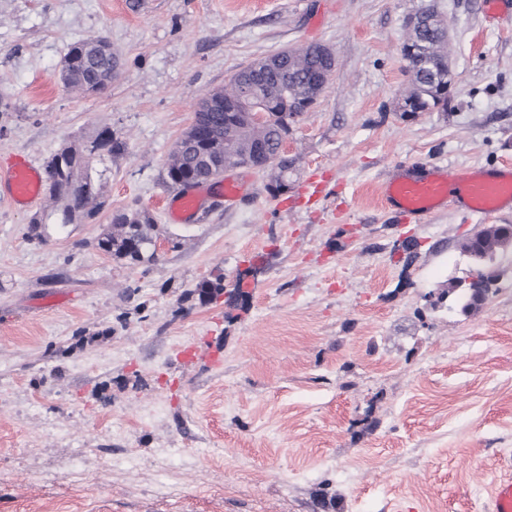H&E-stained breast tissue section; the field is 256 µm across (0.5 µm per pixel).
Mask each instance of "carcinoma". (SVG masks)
Returning a JSON list of instances; mask_svg holds the SVG:
<instances>
[{
	"label": "carcinoma",
	"instance_id": "carcinoma-1",
	"mask_svg": "<svg viewBox=\"0 0 512 512\" xmlns=\"http://www.w3.org/2000/svg\"><path fill=\"white\" fill-rule=\"evenodd\" d=\"M442 44L438 34L434 33L430 36V53L427 57L405 56L407 69L415 84L408 100L415 102L416 109L427 111L435 107L448 108V94L427 85L419 77V72L425 70L426 64L435 65L444 59ZM63 61L75 86L90 96L102 92L109 85L112 73L118 66L115 60L97 57L85 41L72 44ZM317 67L315 56L306 53L301 47L293 50L291 74L288 77H283L277 71H269L259 78L260 90L269 103L267 123L239 130L228 121L224 123L212 118L208 120L211 140L218 145L226 140L232 142L233 152L225 157L223 153L195 142L187 131L180 138L181 166L190 172H200L226 159L233 160L235 165L261 162L265 156L256 153V145L263 142L267 144L268 152L275 151L281 136L289 132L291 116L304 107L305 84ZM99 148L105 150L107 156L114 157L125 150V144L109 133L82 149L64 146L46 162L45 183L48 195L54 200L65 201L59 222L61 227L80 224L84 218L94 216L101 209L96 188V179L101 177L97 165L103 163L101 154L97 152ZM154 222L150 212L142 208L116 210L109 216V223L117 227L118 231L107 229L102 232L97 246L114 259L131 264L150 263L156 255L150 235Z\"/></svg>",
	"mask_w": 512,
	"mask_h": 512
}]
</instances>
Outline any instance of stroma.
I'll return each mask as SVG.
<instances>
[{
    "label": "stroma",
    "mask_w": 512,
    "mask_h": 512,
    "mask_svg": "<svg viewBox=\"0 0 512 512\" xmlns=\"http://www.w3.org/2000/svg\"><path fill=\"white\" fill-rule=\"evenodd\" d=\"M487 0H0V161L36 167L109 131L99 214L0 197V512H483L512 479V267L465 313L443 291L463 243L510 215L455 203L400 222L380 197L402 166L512 162V23ZM449 31L447 109L403 112L407 19ZM107 37L111 85L65 87L68 47ZM310 42L333 80L291 121L288 190L241 192L178 224L166 163L199 101L259 58ZM325 184L307 204L311 177ZM149 210L157 256L96 240ZM46 216L43 239L29 236ZM409 240L410 250L399 244ZM259 263L245 308L202 304Z\"/></svg>",
    "instance_id": "35a3bbf8"
}]
</instances>
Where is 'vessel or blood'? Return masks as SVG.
Instances as JSON below:
<instances>
[{"mask_svg": "<svg viewBox=\"0 0 512 512\" xmlns=\"http://www.w3.org/2000/svg\"><path fill=\"white\" fill-rule=\"evenodd\" d=\"M39 175L28 157L17 156L0 165V187H7L11 201L27 203L37 192ZM384 195L392 210L402 217L423 216L448 198H457L468 209L480 213L512 212V164L494 168L456 169L432 166L417 176H392L384 184ZM201 188L181 191L167 203L170 218L190 223L202 207ZM486 512H512V482L493 486Z\"/></svg>", "mask_w": 512, "mask_h": 512, "instance_id": "vessel-or-blood-1", "label": "vessel or blood"}]
</instances>
